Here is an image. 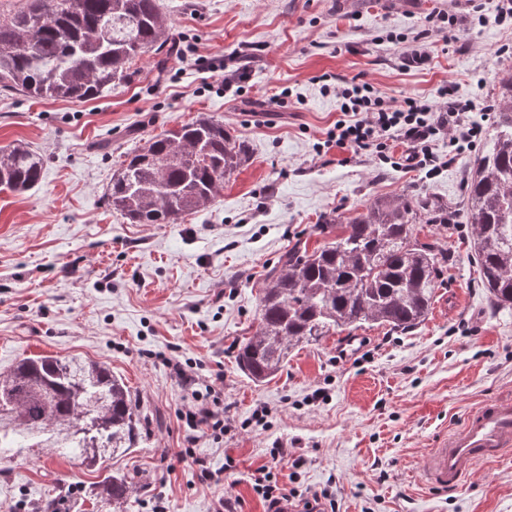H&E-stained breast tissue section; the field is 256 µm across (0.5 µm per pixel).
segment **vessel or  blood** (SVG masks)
<instances>
[{"label":"vessel or blood","instance_id":"1","mask_svg":"<svg viewBox=\"0 0 512 512\" xmlns=\"http://www.w3.org/2000/svg\"><path fill=\"white\" fill-rule=\"evenodd\" d=\"M512 447V400L492 399L472 411L452 433L439 437L422 470L429 487L446 490L464 483L471 467Z\"/></svg>","mask_w":512,"mask_h":512}]
</instances>
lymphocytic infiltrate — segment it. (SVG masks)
Segmentation results:
<instances>
[{
    "label": "lymphocytic infiltrate",
    "mask_w": 512,
    "mask_h": 512,
    "mask_svg": "<svg viewBox=\"0 0 512 512\" xmlns=\"http://www.w3.org/2000/svg\"><path fill=\"white\" fill-rule=\"evenodd\" d=\"M333 93L342 113L336 123V142L358 149H375L384 154L390 140L403 138L412 147V161L417 167L436 172L443 160L433 150V142L441 131H450L449 151L475 148L482 129L466 122L472 109L470 100L459 96L454 85L441 88L448 101L447 112L435 111L432 104L406 95L387 100L373 85L357 79L341 81ZM168 365L185 384L192 386L193 402L179 416L184 424V447L195 448L201 438L218 436L224 431V415L218 412L220 400L213 385H201L198 375L186 363L172 359Z\"/></svg>",
    "instance_id": "obj_1"
}]
</instances>
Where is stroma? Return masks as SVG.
I'll list each match as a JSON object with an SVG mask.
<instances>
[{
    "mask_svg": "<svg viewBox=\"0 0 512 512\" xmlns=\"http://www.w3.org/2000/svg\"><path fill=\"white\" fill-rule=\"evenodd\" d=\"M177 52L165 66L147 53L132 82L86 101L0 94V148L24 142L44 159L39 183L0 188V372L23 357L106 363L143 416L136 448L88 468L51 448L0 461V512H112L98 484L126 476L128 512H265L250 477L269 468L297 498L331 491L335 512H512V452L481 461L466 483L427 488L420 463L442 432L480 403L512 398V306L482 287L471 247L465 186L476 150L435 149L433 174L411 166L408 143L386 160L328 138L341 117L324 85L358 78L382 96L413 95L448 109L439 89L473 102L483 140L496 130L489 106L512 66V0H159ZM454 14L451 42L429 40L430 59H404L402 38L429 17ZM239 54L250 78L224 90L198 56ZM209 114L243 141L250 159L210 206L176 224H130L105 192L136 145ZM425 197L455 211L419 224L417 237L447 251L431 309L416 328L358 329L362 348L343 358L344 333L291 350L281 372L257 384L239 369V343L258 327L269 267L296 241L328 242L326 214L349 221L374 200ZM192 363L216 383L224 435L194 450L219 482L181 459L180 410L191 401L167 362ZM262 420H255V412ZM285 451L273 458V449ZM83 488L67 498L70 484Z\"/></svg>",
    "mask_w": 512,
    "mask_h": 512,
    "instance_id": "1",
    "label": "stroma"
}]
</instances>
